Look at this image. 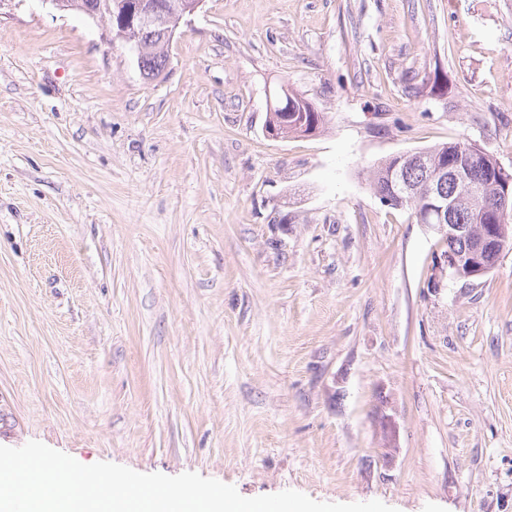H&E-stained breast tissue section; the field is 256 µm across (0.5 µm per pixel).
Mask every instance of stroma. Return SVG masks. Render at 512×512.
I'll return each instance as SVG.
<instances>
[{
	"label": "stroma",
	"mask_w": 512,
	"mask_h": 512,
	"mask_svg": "<svg viewBox=\"0 0 512 512\" xmlns=\"http://www.w3.org/2000/svg\"><path fill=\"white\" fill-rule=\"evenodd\" d=\"M144 82L0 7V446L396 512H512V251L370 188L455 140L512 172V0H204ZM320 133L271 139L267 94ZM394 156L398 157L397 161L392 156L373 165V168H371V186L373 193L378 198L380 194L385 195L391 192V196L399 201L406 199L411 200L415 188L406 180V168L411 164L424 167L427 170L430 167V162L424 155L402 153ZM393 164L394 166L388 173L389 182L387 184L384 180V172L390 169Z\"/></svg>",
	"instance_id": "stroma-1"
}]
</instances>
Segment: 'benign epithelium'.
I'll list each match as a JSON object with an SVG mask.
<instances>
[{
	"label": "benign epithelium",
	"instance_id": "obj_1",
	"mask_svg": "<svg viewBox=\"0 0 512 512\" xmlns=\"http://www.w3.org/2000/svg\"><path fill=\"white\" fill-rule=\"evenodd\" d=\"M203 4V0H183L178 5L175 14L167 15V9L161 0H137L136 5L129 6L121 0H98L96 6L88 11L91 19L103 21L106 26L102 32L103 40L114 45L124 39L128 30H152L164 28L167 37H173L182 18L193 15ZM294 129L310 136L317 132L314 118L292 112L279 113L278 123H272L265 128L267 136L281 138L288 134V129ZM417 165L429 170L428 191L424 198L422 216L425 223L432 226L436 232L450 240H457L464 246L462 252L449 251L436 257L435 271L453 276L460 259L463 256L472 258L475 269L474 276H483L497 266L490 262L488 256L497 249V238L494 232L482 229L474 224L455 223L456 200L448 195L447 186L452 184L460 190H466L473 197L482 192V185L475 176V159L453 167L442 164L430 167L429 160L423 155L402 153L388 173V185L391 196L400 201L411 199L415 188L406 180V168ZM496 186L503 189L499 193L502 205L498 213L507 214L509 210V188L512 187V173L503 167L496 169Z\"/></svg>",
	"mask_w": 512,
	"mask_h": 512
}]
</instances>
